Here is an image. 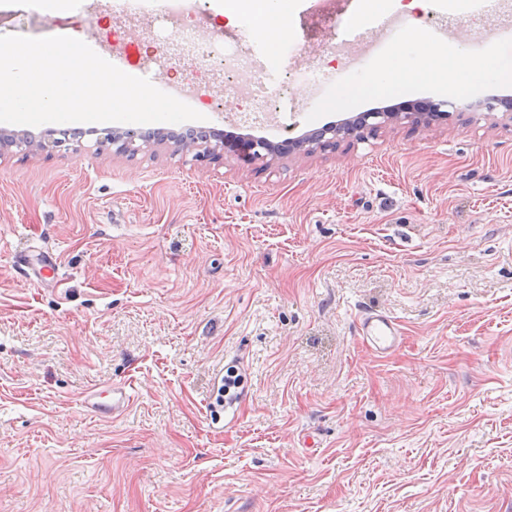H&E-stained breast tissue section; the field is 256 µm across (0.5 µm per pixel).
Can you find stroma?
<instances>
[{"label": "stroma", "mask_w": 512, "mask_h": 512, "mask_svg": "<svg viewBox=\"0 0 512 512\" xmlns=\"http://www.w3.org/2000/svg\"><path fill=\"white\" fill-rule=\"evenodd\" d=\"M317 22L291 0L292 71L332 55ZM54 27L0 5V35ZM458 27L447 48L481 62L495 22ZM494 47L473 101L512 96V43ZM384 57L398 96L340 81L318 109L297 84L287 125L232 126V100L203 125L276 142L455 101L411 39ZM367 309L395 318L398 351L363 345ZM229 366L247 398L217 417ZM110 385L131 392L122 414L83 408ZM0 512H512V119L454 111L268 163L87 137L1 150ZM367 119H373L375 121L372 125H381L386 122H397L402 120H406L413 124L424 125H429L432 122L431 119L427 118L424 113L411 104H405L399 108L386 111H373Z\"/></svg>", "instance_id": "35a3bbf8"}]
</instances>
